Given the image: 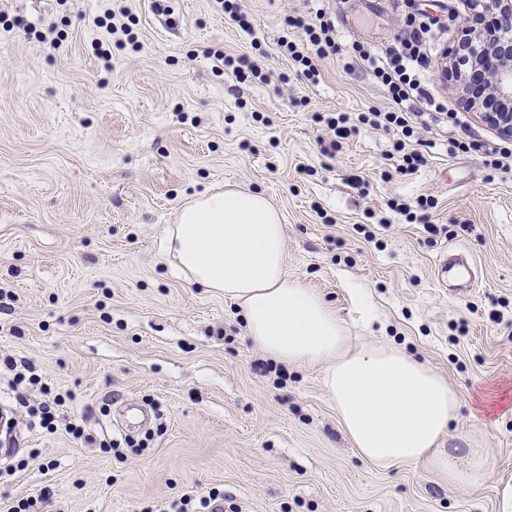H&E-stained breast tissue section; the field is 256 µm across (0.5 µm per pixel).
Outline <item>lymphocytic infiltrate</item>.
I'll return each mask as SVG.
<instances>
[{
  "label": "lymphocytic infiltrate",
  "instance_id": "lymphocytic-infiltrate-1",
  "mask_svg": "<svg viewBox=\"0 0 512 512\" xmlns=\"http://www.w3.org/2000/svg\"><path fill=\"white\" fill-rule=\"evenodd\" d=\"M403 31L395 36L382 56H375L363 45H353L343 58L344 69L351 70L363 65L373 77L386 87L393 102L391 110L349 112H325L318 114L337 137H344L349 122L355 121L392 134L394 138L392 159L397 170L411 173L423 163L420 150L421 134L429 130L428 112L445 113L442 102L427 90L429 62L435 51L442 46L448 28L447 21L412 11L403 18ZM281 54L310 83H317L320 75L319 60L336 54L335 25L325 9H316L311 23L302 27L300 39H281Z\"/></svg>",
  "mask_w": 512,
  "mask_h": 512
}]
</instances>
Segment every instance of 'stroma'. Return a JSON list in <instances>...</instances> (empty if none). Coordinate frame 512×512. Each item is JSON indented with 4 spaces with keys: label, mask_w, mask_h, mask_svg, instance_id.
Masks as SVG:
<instances>
[{
    "label": "stroma",
    "mask_w": 512,
    "mask_h": 512,
    "mask_svg": "<svg viewBox=\"0 0 512 512\" xmlns=\"http://www.w3.org/2000/svg\"><path fill=\"white\" fill-rule=\"evenodd\" d=\"M123 3L135 41L118 47L96 23L113 0H0V406L21 460L0 480V512L43 489L45 512H162L183 495L199 512L212 490L224 512H495L492 481L364 462L321 366L268 357L236 303L165 252L189 198L227 184L266 194L289 273L353 344L399 347L462 394L440 452L459 469L486 452L512 473V170L449 156L446 115L411 174L386 132L359 124L336 144L315 119L390 107L340 55L380 51L403 0H330L340 53L314 85L277 45L288 17L311 22L306 0H237L250 35L215 0ZM214 52L249 56L264 80L215 70ZM428 90L466 133L497 141L440 71ZM420 198L435 203L425 225L388 208ZM446 252L473 258V290L437 282ZM23 364L38 384L15 383ZM45 387L66 397L52 432L30 417ZM76 421L95 443L68 433Z\"/></svg>",
    "instance_id": "stroma-1"
}]
</instances>
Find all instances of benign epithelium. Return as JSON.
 <instances>
[{"label": "benign epithelium", "instance_id": "obj_1", "mask_svg": "<svg viewBox=\"0 0 512 512\" xmlns=\"http://www.w3.org/2000/svg\"><path fill=\"white\" fill-rule=\"evenodd\" d=\"M468 12L490 14L496 24L472 31L460 20V38L440 63L443 74L458 82L472 108L493 101L496 110L482 112L498 137L512 141V0H463Z\"/></svg>", "mask_w": 512, "mask_h": 512}]
</instances>
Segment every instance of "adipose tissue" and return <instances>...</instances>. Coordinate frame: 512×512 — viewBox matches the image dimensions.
Wrapping results in <instances>:
<instances>
[{
  "mask_svg": "<svg viewBox=\"0 0 512 512\" xmlns=\"http://www.w3.org/2000/svg\"><path fill=\"white\" fill-rule=\"evenodd\" d=\"M166 239L191 284L237 303L248 338L263 352L324 365L323 387L364 461L386 469L428 460L449 477L493 480L496 512H512V476L495 473L488 456L458 474L437 451L461 407L445 377L400 348L352 344L333 306L289 276L283 215L265 194L206 192L180 209Z\"/></svg>",
  "mask_w": 512,
  "mask_h": 512,
  "instance_id": "obj_1",
  "label": "adipose tissue"
}]
</instances>
